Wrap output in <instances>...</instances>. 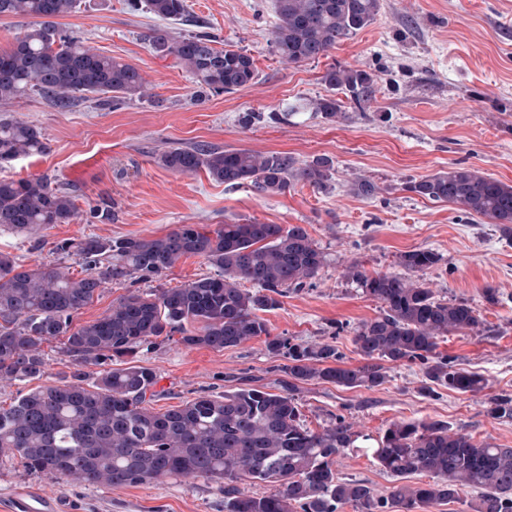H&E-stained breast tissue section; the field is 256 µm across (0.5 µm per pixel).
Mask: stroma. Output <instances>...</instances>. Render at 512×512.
<instances>
[{
  "instance_id": "35a3bbf8",
  "label": "stroma",
  "mask_w": 512,
  "mask_h": 512,
  "mask_svg": "<svg viewBox=\"0 0 512 512\" xmlns=\"http://www.w3.org/2000/svg\"><path fill=\"white\" fill-rule=\"evenodd\" d=\"M186 2L216 37L217 48L232 45L253 58L255 79L232 93L197 97L174 57L153 51L142 39L160 18L131 8L129 0H79L59 27L95 51L135 65L150 96L113 105L81 98L65 109L36 95L0 104V115L35 125L51 146L49 154L0 165V179L48 176L68 186L77 207L69 223L35 235L0 228V252L23 265L61 260L81 277L85 265L66 248L88 237L160 236L178 224L298 225L325 253L326 263L310 284L288 291L278 307L264 312L270 335L332 343L354 366L362 362L354 330L378 316L382 305L347 277V266L355 262L370 274L396 273L401 253L432 250L440 262L417 272V279L438 297L469 300L488 326L480 335H449L439 349L460 367L482 374L487 386L466 394L439 386L427 394L420 363L392 365L386 382L372 389L320 381L300 385L301 419L313 430L338 417L350 423L359 438L337 457L336 474L364 481L380 496L398 483L372 455L391 423L439 420L475 442L512 447V420L486 412L489 397L512 394V237L456 206L404 188L408 180L455 164L512 183V0H381L373 24L328 56L299 65L282 63L273 48L275 0ZM332 64L372 73L374 101L360 109L342 100V112L332 121L311 111L285 122L270 119V112L324 96L322 75ZM250 111L264 113V120L242 126L240 116ZM195 144L285 152L302 163L325 156L333 162L332 176L324 189L298 182L286 193L265 197L245 185L225 186L203 170L177 174L156 161L167 147ZM361 178L373 181L377 194L359 195L355 183ZM95 205L113 210L114 219L88 221ZM214 272L204 257L191 255L155 279L109 282L73 323L101 318L131 292L180 288ZM487 288L496 289V303L484 299ZM266 338L221 351L172 339L144 347L137 363L159 377L154 410L162 413L199 394L220 396L248 384L282 392L288 360L269 352ZM43 351L47 367L39 381L0 380V406L36 384L67 380L76 372L92 384L102 371L94 363L73 362L60 341L44 344ZM20 490L55 496L64 512H224V491L215 480L93 488L0 461V512H9Z\"/></svg>"
}]
</instances>
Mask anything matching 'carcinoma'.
Returning a JSON list of instances; mask_svg holds the SVG:
<instances>
[{"label": "carcinoma", "mask_w": 512, "mask_h": 512, "mask_svg": "<svg viewBox=\"0 0 512 512\" xmlns=\"http://www.w3.org/2000/svg\"><path fill=\"white\" fill-rule=\"evenodd\" d=\"M77 0H0V17L24 18L13 43L0 49V104L37 92L59 107L78 94L106 96L104 103L142 98L146 81L139 69L85 46L64 34L55 19L73 12ZM165 19L185 16L186 0H132L136 9ZM380 0H276L275 52L289 64L315 61L336 44L372 24ZM159 53L171 54L199 92L230 93L251 83L256 70L247 53L217 49L206 31L174 37L162 27L143 35ZM322 82L362 108L375 98V79L363 70L332 65ZM310 109L333 119L340 101L322 97L293 104L272 118L286 121ZM50 144L33 125L0 117V164L42 155ZM157 163L178 174L205 170L228 187L244 184L263 196L280 195L294 183L326 186L327 157L304 164L283 152L223 149L208 145L171 147ZM406 189L430 201L453 204L464 213L503 225L512 234V184L462 166L441 169ZM75 204L51 179L0 180V227L36 234L66 224ZM87 266L76 278L60 262L22 265L0 253V380L36 379L44 374L43 345L63 338L65 352L79 364L117 360L86 385L78 374L61 384L38 386L8 407L0 406V456L49 478L88 487L112 488L203 478L224 482L225 512H424L454 499L463 488L479 491L474 512H512V447L476 444L441 421L394 422L374 449L377 463L392 476H427L428 482L399 484L378 496L360 480H341L335 459L351 447L356 433L339 417L320 431L301 422L298 384L317 380L344 388H373L387 378L384 363L419 362L425 381L460 393L476 392L487 380L456 366L438 351L452 333L487 330L485 320L465 301L448 302L425 283L401 273L369 275L353 263L346 269L363 293L384 305L375 318L354 330L353 343L364 363L345 365L335 345L293 343L270 332L259 313L274 309L278 297L305 286L325 262L324 253L300 226L224 223L180 224L163 236L112 241L85 238L70 244ZM204 257L219 269L181 288L132 292L101 318L73 327V318L103 284L130 277L162 275L181 258ZM424 249L399 256L408 272L436 265ZM246 281L252 288L241 287ZM191 322L202 324L193 333ZM180 334L186 347H236L259 336L267 348L286 351L290 378L280 393L240 388L222 396L201 395L157 413L155 372L134 364L140 349L160 336ZM487 412L512 420V396L489 398ZM249 478L269 483L260 497L241 493Z\"/></svg>", "instance_id": "cac0c4a2"}]
</instances>
